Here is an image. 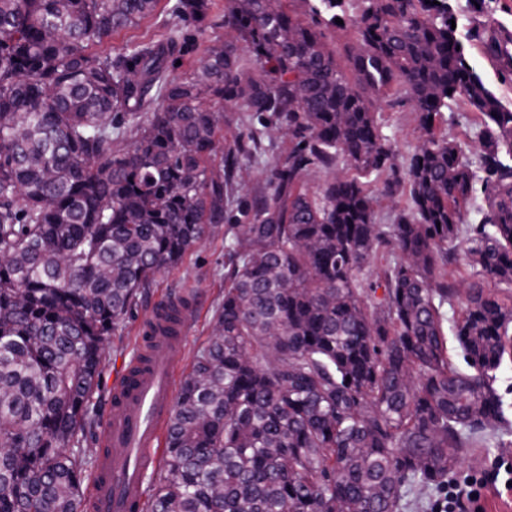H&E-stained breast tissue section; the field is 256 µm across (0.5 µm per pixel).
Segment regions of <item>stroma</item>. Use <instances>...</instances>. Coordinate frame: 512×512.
<instances>
[{"label": "stroma", "instance_id": "1", "mask_svg": "<svg viewBox=\"0 0 512 512\" xmlns=\"http://www.w3.org/2000/svg\"><path fill=\"white\" fill-rule=\"evenodd\" d=\"M451 4L458 19L460 35H467L477 22L487 20L512 32V0H483L482 6L478 8L474 7L473 0H451ZM173 23L170 14L157 12L139 25L112 34L98 45L97 50L104 54L120 51L126 46L163 34ZM375 111L383 132L394 142L399 161H406L413 154L422 135L416 113L412 112L408 104L391 105L381 99L376 100ZM440 129L471 148L479 146L481 121L478 114L463 102L450 104L445 109ZM290 145L287 131H265L262 154L242 163L239 186L228 207L231 214H238L242 205L249 203L256 192L268 191L269 171L286 156ZM231 243L228 224H221L188 251L178 266L158 274L153 286L143 291L121 335L111 337L106 346L99 388L95 395L101 423L88 433V447L100 448L104 445L102 422L112 414L114 385L130 366L142 343L144 324L161 304L191 291L195 294V300L190 308L183 350L173 363L177 380H184L189 373L195 354L208 344L213 334L215 309L224 298V262ZM452 272L459 295L452 304L442 308L448 322L453 323L462 318L466 294L475 282L481 284L485 293L496 296L500 302L512 307V283H504L490 276L475 278L472 269L463 259L453 266ZM491 384L503 401V418L488 425L481 439L465 450L456 466L457 471L486 469L498 457L512 456V356L505 357L502 365L493 371Z\"/></svg>", "mask_w": 512, "mask_h": 512}]
</instances>
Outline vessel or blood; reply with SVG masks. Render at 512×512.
I'll return each mask as SVG.
<instances>
[{"label":"vessel or blood","instance_id":"obj_1","mask_svg":"<svg viewBox=\"0 0 512 512\" xmlns=\"http://www.w3.org/2000/svg\"><path fill=\"white\" fill-rule=\"evenodd\" d=\"M183 326L155 330L145 362L116 388L120 401L105 433L108 447L98 463L90 494L96 512H130L143 500L144 465L152 456L173 402V362Z\"/></svg>","mask_w":512,"mask_h":512}]
</instances>
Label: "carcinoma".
I'll return each instance as SVG.
<instances>
[{"mask_svg": "<svg viewBox=\"0 0 512 512\" xmlns=\"http://www.w3.org/2000/svg\"><path fill=\"white\" fill-rule=\"evenodd\" d=\"M284 2L229 0L224 40L202 49L211 0H175L178 27L112 56L89 48L159 0H0V512H86L105 346L224 223L261 148L260 132L224 135L230 104L295 142L235 234L215 335L133 512H398L402 488L444 482L501 416L490 382L448 363L441 308L461 253L512 282V107L471 65L450 0H307V24ZM338 18L356 41L346 69L320 44ZM470 38L512 83V34L489 21ZM195 51L198 69L172 75ZM380 96L419 115L404 168ZM456 100L482 115L476 166L439 131ZM340 161L353 174L304 189L310 167ZM378 182L409 185L394 224L376 222ZM478 190L484 216L467 225ZM389 248L383 298L367 302L369 259ZM511 324L471 285L455 326L467 366L499 367Z\"/></svg>", "mask_w": 512, "mask_h": 512, "instance_id": "cac0c4a2", "label": "carcinoma"}]
</instances>
